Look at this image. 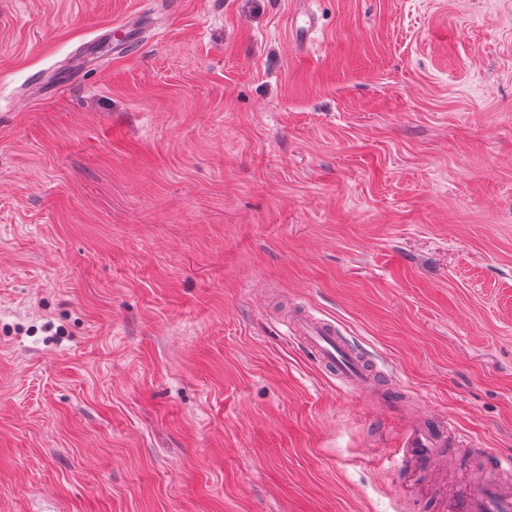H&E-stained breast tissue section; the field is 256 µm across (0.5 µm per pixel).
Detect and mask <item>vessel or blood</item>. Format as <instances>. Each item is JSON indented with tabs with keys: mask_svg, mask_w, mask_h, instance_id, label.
<instances>
[{
	"mask_svg": "<svg viewBox=\"0 0 512 512\" xmlns=\"http://www.w3.org/2000/svg\"><path fill=\"white\" fill-rule=\"evenodd\" d=\"M285 327L288 335L300 340L325 369L354 391L363 395L382 391V371L354 351L332 323L303 314ZM441 446L431 425L416 423L404 435L405 461L422 471L433 470L439 465ZM478 454L484 466L456 500L453 512H512V459H502L484 448Z\"/></svg>",
	"mask_w": 512,
	"mask_h": 512,
	"instance_id": "obj_1",
	"label": "vessel or blood"
}]
</instances>
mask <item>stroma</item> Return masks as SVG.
I'll list each match as a JSON object with an SVG mask.
<instances>
[{
  "label": "stroma",
  "mask_w": 512,
  "mask_h": 512,
  "mask_svg": "<svg viewBox=\"0 0 512 512\" xmlns=\"http://www.w3.org/2000/svg\"><path fill=\"white\" fill-rule=\"evenodd\" d=\"M478 448L512 457V0H0V512H438ZM284 326L287 336L300 340L325 369L354 391L363 395L383 391L384 373L368 357L354 351L332 323L303 314L286 320ZM443 446L431 425L425 422L415 423L404 435L405 462L421 471H432L439 467L440 448Z\"/></svg>",
  "instance_id": "obj_1"
}]
</instances>
